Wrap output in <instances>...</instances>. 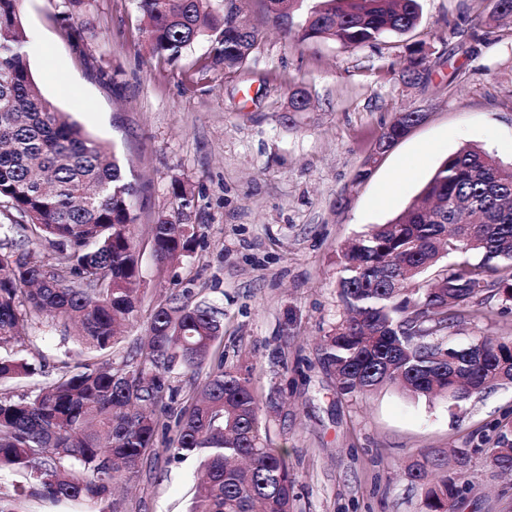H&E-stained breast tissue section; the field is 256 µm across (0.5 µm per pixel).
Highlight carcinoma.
I'll return each instance as SVG.
<instances>
[{"label": "carcinoma", "mask_w": 512, "mask_h": 512, "mask_svg": "<svg viewBox=\"0 0 512 512\" xmlns=\"http://www.w3.org/2000/svg\"><path fill=\"white\" fill-rule=\"evenodd\" d=\"M152 54L177 58L204 35L217 34L215 59L236 71L259 42L257 30L215 18L203 27L209 0H136ZM267 12L285 35L373 45L420 22L419 0H272ZM18 0H0V204L26 219L0 224V348L31 343L26 329L75 324L79 343L112 354L121 328L138 312L131 283L139 273L135 190L117 148L57 110L35 83L25 51ZM403 78L422 79V47ZM422 120L403 112L377 142L392 147ZM191 190L174 183L177 208ZM413 204L378 224L344 253L338 281L346 316L326 337L324 362L342 392L399 386L455 406L484 390L512 384V337L485 336L464 348L438 332L463 310L487 318V303L512 302V165L467 145L448 156ZM49 243L33 261L10 234ZM157 256L195 250L196 227L160 218L151 225ZM148 340L116 366L87 360L52 381L0 396V473L18 477L0 493V512H25L32 500L118 512L112 487L130 480L156 447V406L173 398L177 370L195 373L223 335L218 308L184 290L154 308ZM36 367L0 355V382L26 383ZM261 400L248 368L219 363L200 392L177 412L165 451L195 456L203 482L189 512H294L295 477L285 454L260 431ZM458 470L430 482L443 460L426 452L409 469L420 482L421 512H456L470 450L454 449ZM492 467L512 472V429L487 449Z\"/></svg>", "instance_id": "1"}]
</instances>
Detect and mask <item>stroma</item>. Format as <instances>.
I'll return each instance as SVG.
<instances>
[{"label":"stroma","instance_id":"1","mask_svg":"<svg viewBox=\"0 0 512 512\" xmlns=\"http://www.w3.org/2000/svg\"><path fill=\"white\" fill-rule=\"evenodd\" d=\"M419 26L372 47L297 41L267 16L265 0L237 7L260 43L226 71L202 37L169 61L152 55L136 0H19L25 51L42 95L89 133L117 146L133 197L138 312L112 351L121 362L146 336L155 306L190 290L223 309L217 350L249 367L264 409L261 432L287 454L296 512H420L409 465L427 451L469 448L457 512H512V476L486 460L512 427V385L458 408L396 386L344 394L323 360L344 315L337 283L349 242L408 208L437 168L475 144L512 164V22H490V0H420ZM422 45L427 82L402 80L409 45ZM311 105L289 106L294 88ZM424 120L377 156L375 141L403 112ZM365 179H357L360 169ZM193 192L176 211L173 180ZM196 225L194 254L159 262L149 239L159 216ZM463 347L512 336V310L462 318L446 330ZM194 460L160 454L118 489L120 512H186Z\"/></svg>","mask_w":512,"mask_h":512}]
</instances>
